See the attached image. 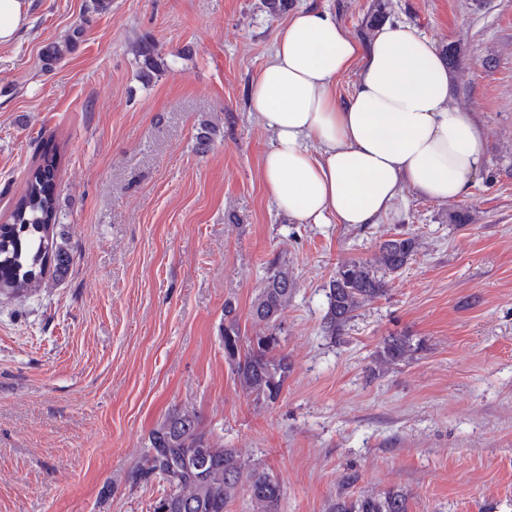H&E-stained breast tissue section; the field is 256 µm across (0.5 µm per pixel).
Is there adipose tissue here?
<instances>
[{
  "mask_svg": "<svg viewBox=\"0 0 512 512\" xmlns=\"http://www.w3.org/2000/svg\"><path fill=\"white\" fill-rule=\"evenodd\" d=\"M356 71L352 93L339 76ZM452 82L436 43L385 22L366 42L327 8L292 11L248 87L270 132L262 180L294 224L356 229L399 218L406 192L465 199L485 164L474 113L449 104Z\"/></svg>",
  "mask_w": 512,
  "mask_h": 512,
  "instance_id": "ef3b65f1",
  "label": "adipose tissue"
}]
</instances>
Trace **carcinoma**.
<instances>
[{
	"mask_svg": "<svg viewBox=\"0 0 512 512\" xmlns=\"http://www.w3.org/2000/svg\"><path fill=\"white\" fill-rule=\"evenodd\" d=\"M136 53L147 71H160L153 42L139 41ZM59 164L57 147L44 142L39 162L28 171L24 190L14 202L8 221L0 224V295L31 294L47 272L61 276L70 265V252L56 233L60 223L55 194ZM415 251V238L399 232L381 242L377 263L354 259L338 266L327 286L324 333L341 335L365 301L386 294L387 282L378 275V268L398 273L408 266ZM295 287L288 265L272 261L250 310L252 322L266 328L263 335L242 332L235 304L224 303V358L241 388L268 403L280 397L291 368L288 356L278 353L277 348L279 318ZM411 351L409 337L390 336L376 351L375 367L395 365ZM186 457L207 464L204 476L187 467L180 471L167 467V463ZM152 478L167 485L160 499L167 504V512H226L241 493L248 496L252 512H277L281 499V486L268 472L214 440L201 427L198 413L188 408L169 411L149 432L148 452L131 479L138 483ZM330 512H408V496L392 488L374 497L338 498Z\"/></svg>",
	"mask_w": 512,
	"mask_h": 512,
	"instance_id": "cac0c4a2",
	"label": "carcinoma"
}]
</instances>
